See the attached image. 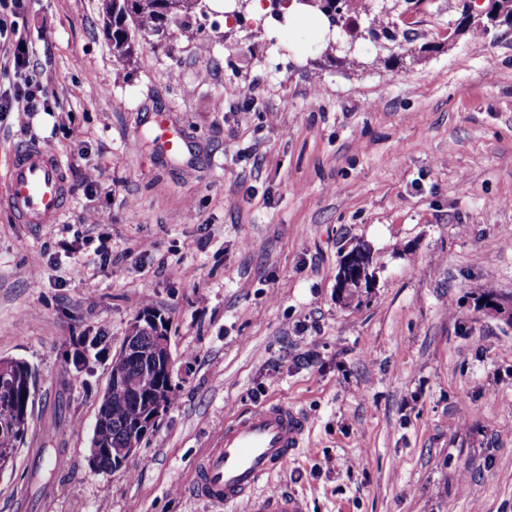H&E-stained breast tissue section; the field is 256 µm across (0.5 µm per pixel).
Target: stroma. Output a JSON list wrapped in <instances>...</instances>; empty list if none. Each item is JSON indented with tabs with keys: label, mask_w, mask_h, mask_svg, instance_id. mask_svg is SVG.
I'll return each mask as SVG.
<instances>
[{
	"label": "stroma",
	"mask_w": 512,
	"mask_h": 512,
	"mask_svg": "<svg viewBox=\"0 0 512 512\" xmlns=\"http://www.w3.org/2000/svg\"><path fill=\"white\" fill-rule=\"evenodd\" d=\"M203 3L124 58L106 0L26 6L56 108L0 120V194L36 142L69 194L50 224L0 207V359L34 381L0 512H225L190 495L195 465L271 401L309 428L266 487L307 512H512V325L477 303L512 298V25L451 37L463 0L411 18L353 0L348 54L268 0L230 23ZM159 113L181 154L160 150ZM361 244L375 280L348 307L336 275ZM147 305L168 321L173 400L105 473L93 428Z\"/></svg>",
	"instance_id": "stroma-1"
}]
</instances>
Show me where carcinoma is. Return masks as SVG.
<instances>
[{
    "label": "carcinoma",
    "instance_id": "obj_1",
    "mask_svg": "<svg viewBox=\"0 0 512 512\" xmlns=\"http://www.w3.org/2000/svg\"><path fill=\"white\" fill-rule=\"evenodd\" d=\"M201 0H109L112 19V50L124 56L132 53V36L126 21L133 18L138 28L159 33L162 24L176 22L181 12L197 7ZM472 29L482 35L488 26L478 15H464L453 27V34ZM153 341L148 328L141 329L136 352L126 364L134 386L115 385L110 396L102 397L93 428V443L100 448H122L133 430L137 411L144 409L159 381L143 376L144 364L153 356ZM31 380L28 365L19 360L0 359V471L13 466L16 445L28 429L27 388Z\"/></svg>",
    "mask_w": 512,
    "mask_h": 512
}]
</instances>
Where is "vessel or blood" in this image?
<instances>
[{
	"label": "vessel or blood",
	"instance_id": "b4317fda",
	"mask_svg": "<svg viewBox=\"0 0 512 512\" xmlns=\"http://www.w3.org/2000/svg\"><path fill=\"white\" fill-rule=\"evenodd\" d=\"M67 182L62 161L34 143L14 154L7 190L0 196L21 224L52 223L64 208ZM308 419L288 403H269L238 414L199 460L191 487L194 498L235 512H307L304 498L283 492L269 495L259 487L281 472L303 446Z\"/></svg>",
	"mask_w": 512,
	"mask_h": 512
}]
</instances>
